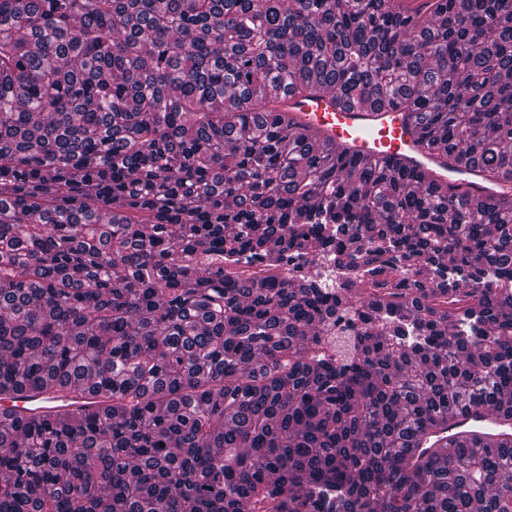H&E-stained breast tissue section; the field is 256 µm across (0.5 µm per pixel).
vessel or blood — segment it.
<instances>
[{
	"instance_id": "1",
	"label": "vessel or blood",
	"mask_w": 512,
	"mask_h": 512,
	"mask_svg": "<svg viewBox=\"0 0 512 512\" xmlns=\"http://www.w3.org/2000/svg\"><path fill=\"white\" fill-rule=\"evenodd\" d=\"M274 115L281 126L293 130H311L322 143L335 147L347 159L362 162L381 159L431 173L448 185L480 196L487 189L477 180L452 173L445 157L426 149L421 141L420 127L414 112L404 107L355 105L332 93L303 96L280 94ZM100 397L94 390L82 392L56 390L51 394L26 389L16 401L0 402V416L9 415L22 423H40L57 414L81 412L97 407ZM507 420L497 412L472 411L459 413L448 424L446 435L456 438L476 433L478 428L494 431L506 429Z\"/></svg>"
}]
</instances>
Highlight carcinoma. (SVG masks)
I'll return each mask as SVG.
<instances>
[{"label": "carcinoma", "mask_w": 512, "mask_h": 512, "mask_svg": "<svg viewBox=\"0 0 512 512\" xmlns=\"http://www.w3.org/2000/svg\"><path fill=\"white\" fill-rule=\"evenodd\" d=\"M408 105L472 197L276 127ZM512 0H0V512H512ZM260 273L234 278L242 256ZM15 396L18 398L15 402H0V417L5 414L17 417L23 424L52 420L57 414L82 412L100 404L99 394L91 389L78 393L56 390L50 395L25 389ZM478 425L485 429L501 431L506 430L508 422L492 410L483 411L478 415L474 411L461 412L448 423V429L444 432V436L447 435V438H439V443H444L446 439L450 441L464 434L481 433L477 431Z\"/></svg>", "instance_id": "cac0c4a2"}]
</instances>
